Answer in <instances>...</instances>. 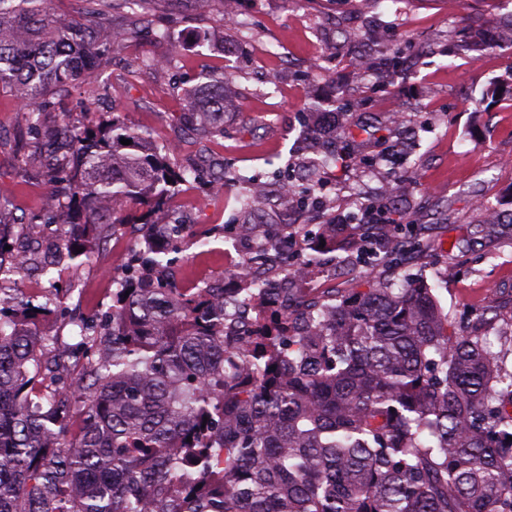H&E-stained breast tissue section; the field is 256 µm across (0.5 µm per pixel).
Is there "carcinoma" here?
<instances>
[{
    "label": "carcinoma",
    "instance_id": "obj_1",
    "mask_svg": "<svg viewBox=\"0 0 512 512\" xmlns=\"http://www.w3.org/2000/svg\"><path fill=\"white\" fill-rule=\"evenodd\" d=\"M45 2L0 0V90L27 109L8 163L46 183L30 217L15 215L0 184V512H512V369L489 336L452 325L431 288L370 275L346 296L315 288L310 301L282 281L245 285L239 300L263 319L241 336L224 289L170 280L199 240L167 204L206 166L221 198L231 182L221 166L116 119L42 127L52 98L97 82L131 36L112 9L143 20L218 10L241 26L234 4L85 0L81 21ZM234 99L225 75L190 90L189 139L224 134ZM341 131L354 141L379 128ZM305 149L315 165L336 162L328 139ZM282 185L285 206L308 201ZM269 201L257 184L240 201L237 233L258 241L237 271L243 283L269 249L300 247L286 222L260 236ZM477 210L489 232L512 223V212ZM127 224L140 236L112 306L71 321L73 343L58 347L38 323L78 291L63 274ZM381 228L384 257L398 256L402 240ZM331 261L311 251L298 271ZM79 350L89 355L80 372ZM74 408L84 418L72 432Z\"/></svg>",
    "mask_w": 512,
    "mask_h": 512
}]
</instances>
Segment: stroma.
<instances>
[{
	"mask_svg": "<svg viewBox=\"0 0 512 512\" xmlns=\"http://www.w3.org/2000/svg\"><path fill=\"white\" fill-rule=\"evenodd\" d=\"M239 12L246 28L215 13L169 18L165 42L141 32L123 45L98 85L73 92L61 104L75 121L117 117L166 143L180 132L185 89L205 72L231 77L237 109L225 113L224 134L211 150L243 180L225 189L220 207L211 206L212 189L203 182L185 186L177 198L194 232L210 241L207 250L190 249L178 263L179 285L232 272L241 256L232 229L238 197L250 182L307 183L299 141L317 127L311 103L340 94L354 116L385 127L368 148L374 163L363 164L352 150L341 149L338 164L321 170L312 184L309 215L291 220L358 222L362 213L349 196L360 190L372 198L383 183L398 180L403 203L388 217L400 224L413 260L393 268L383 261L327 266L337 288L364 287L369 270L396 275L401 284L421 277L452 322L476 330L475 314L486 308L511 322L512 226L483 231L475 205L495 206L512 193V97H482L512 69V47L499 41L512 0H239ZM342 26L358 36L329 53ZM199 30L209 32L211 47L193 45ZM169 50L176 55L169 71L143 66V59ZM387 51L403 58L400 74L390 80L376 72L358 78L363 57ZM404 155L415 169L399 165ZM135 241L129 227H122L103 253L67 271V279L82 288L74 315L90 318L110 304L112 274Z\"/></svg>",
	"mask_w": 512,
	"mask_h": 512,
	"instance_id": "35a3bbf8",
	"label": "stroma"
}]
</instances>
